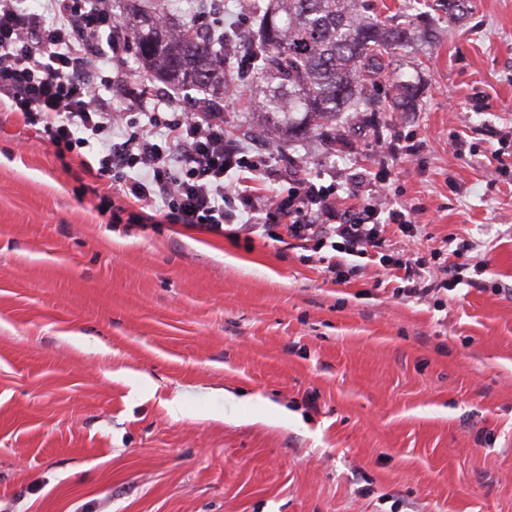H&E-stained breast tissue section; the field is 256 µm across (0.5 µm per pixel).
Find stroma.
<instances>
[{
  "label": "stroma",
  "instance_id": "obj_1",
  "mask_svg": "<svg viewBox=\"0 0 512 512\" xmlns=\"http://www.w3.org/2000/svg\"><path fill=\"white\" fill-rule=\"evenodd\" d=\"M468 8L402 57L422 111L270 154L248 91L219 102L255 195L411 205V251L472 244L426 301L372 263L331 283L287 236L113 216L75 154L0 121V512H512V0ZM123 70L113 105L152 106Z\"/></svg>",
  "mask_w": 512,
  "mask_h": 512
}]
</instances>
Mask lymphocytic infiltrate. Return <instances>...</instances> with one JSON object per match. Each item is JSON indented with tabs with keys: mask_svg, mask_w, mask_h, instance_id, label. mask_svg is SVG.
I'll list each match as a JSON object with an SVG mask.
<instances>
[{
	"mask_svg": "<svg viewBox=\"0 0 512 512\" xmlns=\"http://www.w3.org/2000/svg\"><path fill=\"white\" fill-rule=\"evenodd\" d=\"M114 24L112 0H39L35 12L22 0H0V112L39 127L57 152L80 151L82 173L102 185L100 202H108L116 189L141 207L161 204L167 223L216 231L276 211L287 219L290 237L332 249L326 259L332 280L345 277L335 259L342 253L383 261L390 276L402 282L397 295L422 300L436 291L448 267L403 249L389 255L377 210L350 224H322L319 216L333 208L329 193L316 186L290 187L282 203L273 196L256 199L228 183L232 170L252 172L259 163L226 139L218 113L195 105L178 108L171 94L157 97L147 110L130 96L131 108L143 111L139 118L113 107L106 92L124 76L103 75L102 68L123 62L133 49L127 41H104V31ZM116 129L121 132L117 142L112 139ZM92 144L96 152L84 156ZM232 192L239 207L227 204Z\"/></svg>",
	"mask_w": 512,
	"mask_h": 512,
	"instance_id": "f902f5d3",
	"label": "lymphocytic infiltrate"
}]
</instances>
